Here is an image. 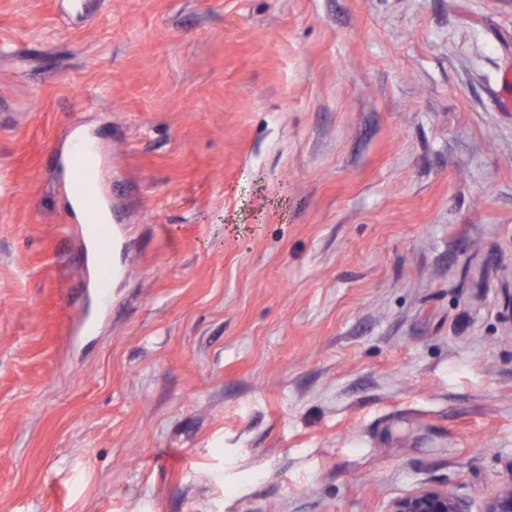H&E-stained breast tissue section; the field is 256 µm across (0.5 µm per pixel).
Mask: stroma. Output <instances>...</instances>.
<instances>
[{"instance_id": "stroma-1", "label": "stroma", "mask_w": 512, "mask_h": 512, "mask_svg": "<svg viewBox=\"0 0 512 512\" xmlns=\"http://www.w3.org/2000/svg\"><path fill=\"white\" fill-rule=\"evenodd\" d=\"M62 2L0 0V512L480 508L512 478V0ZM61 164L81 222L86 253V286L105 300L113 275L110 256L117 233L111 224H103L101 220L104 193L99 181V155L76 133L61 158ZM387 512H472L469 504L448 488L424 485L393 498Z\"/></svg>"}]
</instances>
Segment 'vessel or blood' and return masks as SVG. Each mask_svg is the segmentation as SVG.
Masks as SVG:
<instances>
[{
  "label": "vessel or blood",
  "mask_w": 512,
  "mask_h": 512,
  "mask_svg": "<svg viewBox=\"0 0 512 512\" xmlns=\"http://www.w3.org/2000/svg\"><path fill=\"white\" fill-rule=\"evenodd\" d=\"M62 169L77 203L80 230L86 253V286L99 296H107L113 270L110 263L117 233L103 223L104 193L99 181V155L81 135H73L61 158Z\"/></svg>",
  "instance_id": "obj_1"
}]
</instances>
